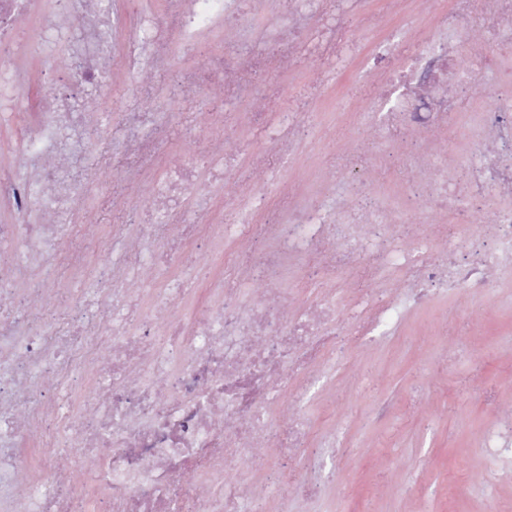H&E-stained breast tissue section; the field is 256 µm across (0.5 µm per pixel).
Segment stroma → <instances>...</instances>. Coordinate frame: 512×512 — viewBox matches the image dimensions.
I'll return each mask as SVG.
<instances>
[{
    "label": "stroma",
    "mask_w": 512,
    "mask_h": 512,
    "mask_svg": "<svg viewBox=\"0 0 512 512\" xmlns=\"http://www.w3.org/2000/svg\"><path fill=\"white\" fill-rule=\"evenodd\" d=\"M451 6L452 0H363L360 10L345 15L334 55L323 56L313 41L298 45L296 68L270 69L265 97L250 106L225 102L220 126L213 125L209 108L223 95V84L196 83L192 76L232 48L234 30L213 28L195 47L182 46L166 31L157 45L164 65L143 74L155 93L133 101L128 88L134 77L120 65L102 84L76 83L78 63L65 46L77 35L74 21L48 17L45 2L21 17L14 41L0 46V65L27 64L15 97L0 104V177L23 173L29 109L45 90L70 98L93 120L83 149L68 164L77 192L75 216L62 238L63 251H85L84 278L74 282L62 260L43 271L55 290L36 306L44 334L68 314L74 285L95 299L111 293L112 254L97 251L93 242L111 237L115 225L139 223L141 210L160 208L154 187L165 169L223 151L262 155L253 110L298 113L292 149L272 172L232 170L223 182H202L195 194L204 208L232 206L252 185L254 217L263 223L279 222L272 203L283 197L323 203L336 214L354 203L351 185L364 181L384 209L405 221L391 229V248L403 247L408 230L426 238L433 225L450 223L434 205L409 203L406 181L424 166L443 175L491 148L480 114L494 104L512 112V60L503 48L512 43V32L489 40L492 13L484 4L473 27L451 33L459 55L453 79L466 90L468 104L449 114L446 131L419 132L412 154L377 126L373 100L389 78L387 65L366 70L361 61L385 37L395 48L424 50L442 31ZM145 16L169 20L168 0H123L116 15L119 45L137 36L135 23ZM134 111L149 114L141 135L154 147L136 160L129 178L124 132ZM340 155L353 158V165L336 170ZM223 273L222 251L202 236L166 269L142 270L131 293L138 302L154 299L170 278L181 277L191 298L178 302L172 316L188 323L200 313L196 298L206 278ZM275 286L273 298L287 315L322 301L334 304L345 352L299 405L285 399L273 408L274 424L300 415L312 435L295 460L270 448L259 451L260 482L271 500L288 512H512V461H491L483 447L488 429L512 423L506 414L512 408V265L501 267L480 293L456 288L409 305L390 335L375 341L355 334L349 304L357 282L346 270L326 276L296 262ZM294 467L317 483L316 496L299 497L281 484L280 474Z\"/></svg>",
    "instance_id": "obj_1"
}]
</instances>
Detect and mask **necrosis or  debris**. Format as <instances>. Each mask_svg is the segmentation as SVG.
Listing matches in <instances>:
<instances>
[{
  "label": "necrosis or debris",
  "instance_id": "obj_1",
  "mask_svg": "<svg viewBox=\"0 0 512 512\" xmlns=\"http://www.w3.org/2000/svg\"><path fill=\"white\" fill-rule=\"evenodd\" d=\"M176 8L174 23L187 44L203 41L211 27L242 28L243 39L224 57L210 60L203 76L222 80L225 98H250L257 89L253 77L271 62L294 68L293 54L307 33L302 21L277 18L259 30L246 28L248 0H188ZM75 14L81 37L72 42L71 55L86 59L77 80L86 85L103 81L106 71L99 58L111 56L101 38L111 21L94 0H54ZM394 60L390 88L393 104L380 113L382 127L417 132L445 129L450 112L464 108L462 95L448 90L457 54L447 34L438 35L414 59L398 60L390 42L372 49L368 62ZM258 135L269 142V164L288 153L297 116L288 112H258L252 116ZM36 130L27 152L28 175L0 185V201L12 207L16 220L0 224V242L13 241L18 256L0 271V288L26 284L45 289L39 273L60 257L59 227L54 217L71 213L72 184L65 175L73 142L84 139L87 127L69 99L43 93L34 110ZM484 125L494 133L501 152L480 155L468 168L453 172L446 183L433 179L430 170L418 172L421 196L439 208H452L457 223L469 221L464 202L470 197L496 194L502 204L489 236H455L452 226L438 225V238L447 249L421 247L405 250L408 289L404 298L377 292L391 254L377 246L390 228L373 213L349 215L343 228L326 220L315 206L287 204L283 224H257L249 193L239 197L235 212L225 214L223 235L229 240L270 237L272 246L255 258L235 263L243 281L265 287L277 271L297 256L328 269L355 271L364 285L355 303L354 320L361 335L392 326L401 316L403 300L425 299L434 291L464 284L479 292L490 280L491 238H512V114L486 110ZM223 177L224 167L207 163L205 170L178 167L160 178L156 193L171 199L169 220L178 222L183 244L199 232L186 207L187 196L200 176ZM52 219H45V212ZM111 336L108 351L76 364L83 387L48 395L33 388L31 370L58 373L71 361L70 344L87 335L81 319H72L59 336L42 335L35 321L22 328L0 324V512H18L21 488L30 477L18 461L23 436L41 427L40 444L49 448L42 473L50 488L29 501L27 512H83L80 497L57 465L62 459L57 437L66 434L77 458L88 461L82 482L93 493V512H240L250 501L251 512H268V501L256 483L244 482L228 469L237 460L268 447L292 452L302 448L307 432L301 422L269 432L265 415L270 406L262 394L270 382L289 388L296 399L307 395L325 364L336 358V316L329 305L284 317L269 300L245 308L232 292L217 288L201 317L192 326L170 319L157 327L153 340L133 331L121 300L99 299Z\"/></svg>",
  "mask_w": 512,
  "mask_h": 512
}]
</instances>
